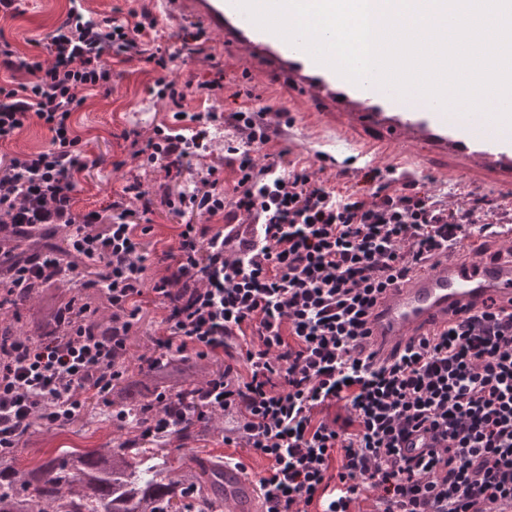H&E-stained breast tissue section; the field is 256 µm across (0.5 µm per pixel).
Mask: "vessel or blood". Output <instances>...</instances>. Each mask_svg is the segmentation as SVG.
Returning <instances> with one entry per match:
<instances>
[{"instance_id":"1","label":"vessel or blood","mask_w":512,"mask_h":512,"mask_svg":"<svg viewBox=\"0 0 512 512\" xmlns=\"http://www.w3.org/2000/svg\"><path fill=\"white\" fill-rule=\"evenodd\" d=\"M223 29L224 48L244 69L287 87L290 99L316 111L336 135V150L358 159L391 162L414 172L451 178L466 173L478 185L512 195V126L485 113L461 115L433 101L417 104L372 82L361 85L317 63L307 52L257 27L236 0H184ZM512 305V263L464 261L451 250L408 282L386 290L369 319L371 350L387 357L409 341L442 330L449 319L485 304ZM226 512H257L253 481L224 467Z\"/></svg>"}]
</instances>
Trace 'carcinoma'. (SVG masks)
Instances as JSON below:
<instances>
[{"mask_svg":"<svg viewBox=\"0 0 512 512\" xmlns=\"http://www.w3.org/2000/svg\"><path fill=\"white\" fill-rule=\"evenodd\" d=\"M4 244L20 258L37 248L41 231L17 235L4 229ZM43 316L71 295L66 285L43 288ZM22 292L13 296L8 323L0 329L6 336H28L39 325L24 321L21 310L36 296ZM198 364L176 362L150 375L149 381L127 377L114 401L127 412L128 424L137 426L141 406L157 385L164 384L188 394L197 384ZM197 469L177 474L169 455L149 448L131 436L113 448L90 451L63 449L39 465L19 468L16 456L0 458V512H171L181 509L183 486L195 488L197 512H224V464L209 460Z\"/></svg>","mask_w":512,"mask_h":512,"instance_id":"obj_1","label":"carcinoma"}]
</instances>
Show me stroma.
<instances>
[{
	"label": "stroma",
	"mask_w": 512,
	"mask_h": 512,
	"mask_svg": "<svg viewBox=\"0 0 512 512\" xmlns=\"http://www.w3.org/2000/svg\"><path fill=\"white\" fill-rule=\"evenodd\" d=\"M83 5L98 18L110 17L117 11L125 12L132 7L147 10L157 19L155 42L164 47L174 44L182 26L200 22L199 17L182 8L173 16L161 14L158 0H83ZM21 7L23 13L20 16H0V36L10 41L20 53H40L50 31L65 18L68 0H23ZM206 36L204 54L178 63L167 74L168 79L174 80L178 88L186 92L181 108L188 112L206 111L208 104L195 86L210 79L216 71H223L224 88L218 91L216 100L221 110L234 112L268 107L287 113V125L273 135L266 147L267 152L290 151L292 158L302 160L327 186L342 187L344 176L318 156L320 143L329 139V132L318 131L312 120L299 114L287 97L269 86L262 76H254L248 82L241 80L240 63L233 54L225 52L222 31L210 28ZM112 67L116 75L112 80L111 94L104 97L87 93L83 107L72 115V125L91 161L90 166L77 176V202L83 209L105 208L121 194L126 184L136 180L152 193L164 189L175 193L191 182L186 175L169 182L163 173L128 163L130 142L124 137L125 131L135 128L150 132L155 123L171 120L178 107L168 101L154 100L150 89L159 73L145 58L129 62L116 60ZM117 161L122 164L118 170L113 167ZM417 180L429 192L447 193L452 204L467 201L473 194L487 196L495 203L505 200L503 193L494 187L474 185L462 177L455 178L448 185L429 174L418 175ZM151 220L152 229L145 235L144 245L149 256L148 272L153 275L160 269L158 257L173 244L178 226L160 207L156 208ZM117 437L115 426L106 421L103 411L91 402L76 421L60 428L39 426L37 434L21 452L20 465L30 467L38 460L56 456L64 448H110ZM166 450L173 466L184 469L193 466L198 458L221 459L227 456L240 459L254 474L262 472L266 466L262 458L251 455L247 449L225 446L224 423L220 420L210 424L206 435L193 442L191 447L179 446L173 440L167 444Z\"/></svg>",
	"instance_id": "obj_1"
}]
</instances>
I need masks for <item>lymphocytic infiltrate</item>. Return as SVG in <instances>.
Segmentation results:
<instances>
[{"label":"lymphocytic infiltrate","instance_id":"1","mask_svg":"<svg viewBox=\"0 0 512 512\" xmlns=\"http://www.w3.org/2000/svg\"><path fill=\"white\" fill-rule=\"evenodd\" d=\"M95 19L71 0L44 55L22 56L0 40V223L46 237L71 229L66 248L48 246L0 272V304L24 290L68 280L101 289L111 311L100 326L77 299L54 323L25 338L0 337V454L19 452L32 420L58 427L88 401L112 408L123 360L148 306L162 308L164 334L138 358L155 371L208 360L214 368L192 396L158 389L142 408L141 441H167L180 409L205 422L231 416L224 443L267 460L256 486L264 512H351L373 492L375 512H512V309L488 305L420 338L381 364L365 353L368 317L385 290L434 264L442 249L502 235L512 206L449 205L417 181L371 168L335 191L307 167L264 154L268 108L187 112L177 125L133 132L130 158L182 177L224 127L225 159L238 180L224 189L217 167L162 203L182 225L148 278L142 240L152 202L141 182L125 185L111 216L76 208V176L89 166L70 118L82 91L110 95L107 57H146L163 76L153 96L179 103L166 78L176 59L200 53L206 33L183 26L179 48L145 53L156 19ZM47 147L4 152L29 123ZM94 264L85 278L63 253ZM343 405L344 420L325 412ZM430 434L414 450L409 438Z\"/></svg>","mask_w":512,"mask_h":512}]
</instances>
